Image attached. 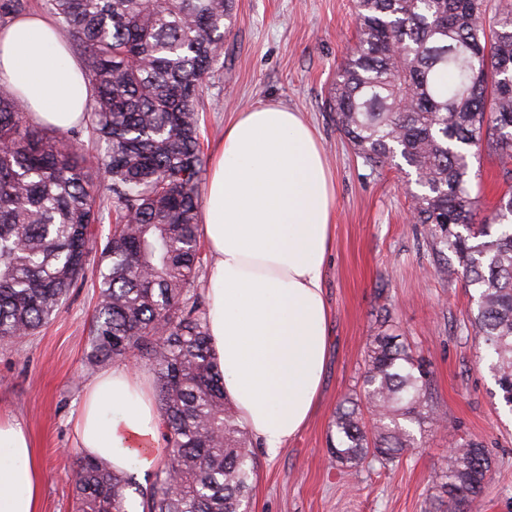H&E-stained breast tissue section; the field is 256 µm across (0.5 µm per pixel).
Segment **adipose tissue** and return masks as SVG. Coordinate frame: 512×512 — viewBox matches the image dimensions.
Segmentation results:
<instances>
[{"mask_svg": "<svg viewBox=\"0 0 512 512\" xmlns=\"http://www.w3.org/2000/svg\"><path fill=\"white\" fill-rule=\"evenodd\" d=\"M0 81L38 126L67 130L85 119L90 83L46 16L0 27ZM334 210L329 168L301 113L270 103L225 128L199 226L214 259L207 325L224 396L271 457L303 429L319 394ZM160 425L148 376L112 368L87 383L73 433L84 455L147 472L163 457ZM41 490L27 429L0 416V512H39Z\"/></svg>", "mask_w": 512, "mask_h": 512, "instance_id": "ef3b65f1", "label": "adipose tissue"}]
</instances>
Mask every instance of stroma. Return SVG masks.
Segmentation results:
<instances>
[{"instance_id": "obj_1", "label": "stroma", "mask_w": 512, "mask_h": 512, "mask_svg": "<svg viewBox=\"0 0 512 512\" xmlns=\"http://www.w3.org/2000/svg\"><path fill=\"white\" fill-rule=\"evenodd\" d=\"M356 42L353 0H235L224 40V67L199 104L204 156L212 158L238 113L279 103L303 113L329 162L335 230L324 272L329 344L319 396L302 431L275 457L258 453L251 512H426L433 480L445 465L443 430L417 435L399 462L358 470L327 453L342 398L359 389L365 342L390 312L397 334L431 370L434 407L460 440H480L492 471L480 512H512V412L484 350L464 330L472 291L459 275L439 271L420 225L411 223L408 166L371 169L336 126L328 95ZM495 154L474 161L471 193L491 206L508 185ZM96 294L92 278L74 288L61 313L34 335L0 342V415L25 424L43 469L40 512H74L78 452L72 421L86 381Z\"/></svg>"}]
</instances>
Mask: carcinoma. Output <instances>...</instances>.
Returning <instances> with one entry per match:
<instances>
[{"mask_svg":"<svg viewBox=\"0 0 512 512\" xmlns=\"http://www.w3.org/2000/svg\"><path fill=\"white\" fill-rule=\"evenodd\" d=\"M234 0H43L90 81L87 128L104 146L112 230L100 247L88 362L136 363L155 375L167 463L149 490L103 459L76 458V512H243L257 461L224 399L207 316L194 293L203 262L199 102L223 68ZM29 0H0V26ZM487 0H355L357 41L330 93L354 153L378 168L401 155L424 189L414 223L432 253H451L475 289L465 329L483 346L512 411V190L481 210L472 160L497 155L512 180V4L487 24ZM0 340L33 335L85 277L88 228L102 219L82 144L30 123L0 81ZM366 339L360 396L333 416L329 457L343 468L387 465L432 431L430 371L385 327ZM372 416L365 422L362 408ZM437 484L448 512L479 509L485 446L455 442Z\"/></svg>","mask_w":512,"mask_h":512,"instance_id":"carcinoma-1","label":"carcinoma"}]
</instances>
